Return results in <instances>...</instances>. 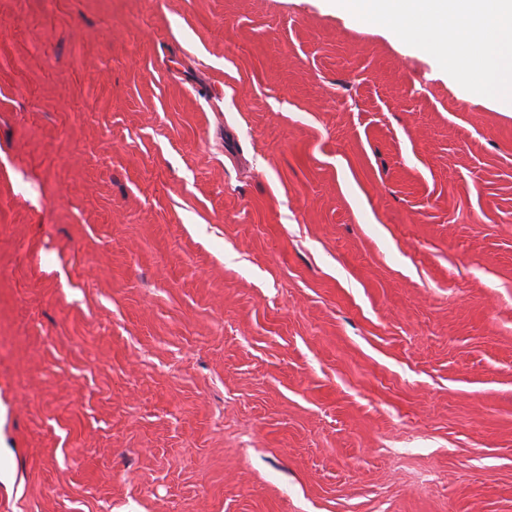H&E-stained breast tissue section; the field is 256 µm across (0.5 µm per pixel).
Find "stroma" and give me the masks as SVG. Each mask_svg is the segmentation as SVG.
Wrapping results in <instances>:
<instances>
[{
  "label": "stroma",
  "instance_id": "35a3bbf8",
  "mask_svg": "<svg viewBox=\"0 0 512 512\" xmlns=\"http://www.w3.org/2000/svg\"><path fill=\"white\" fill-rule=\"evenodd\" d=\"M0 512H512V102L332 0H0Z\"/></svg>",
  "mask_w": 512,
  "mask_h": 512
}]
</instances>
